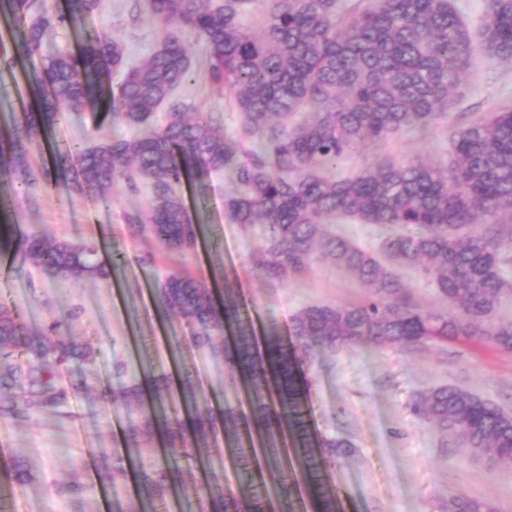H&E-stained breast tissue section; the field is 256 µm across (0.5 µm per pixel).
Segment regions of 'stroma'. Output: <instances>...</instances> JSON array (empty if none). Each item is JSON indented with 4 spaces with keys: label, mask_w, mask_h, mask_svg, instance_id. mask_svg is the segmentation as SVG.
<instances>
[{
    "label": "stroma",
    "mask_w": 512,
    "mask_h": 512,
    "mask_svg": "<svg viewBox=\"0 0 512 512\" xmlns=\"http://www.w3.org/2000/svg\"><path fill=\"white\" fill-rule=\"evenodd\" d=\"M85 28L117 35L133 64L145 61L162 37L143 0H100L81 28L57 29L44 53L76 52ZM190 58L194 78L178 89V98L188 107L214 113L225 135L237 136L240 115L212 88L205 45L192 43ZM39 65L33 59L0 69V134L9 133L25 113L35 110L26 77ZM503 107L512 108V60L491 63L475 51L447 109L427 129L351 152L327 175L344 177L392 159L448 163L451 132ZM111 131L99 103L66 115L51 138L29 144V155L34 164L48 166L53 144L95 145ZM230 188L220 173L184 187L186 204L206 236L197 250L177 253L165 250L149 233L131 234L125 223L128 212L148 209L149 185L133 192L117 182L108 191V205L96 207L62 181L21 192L12 180L0 177V196L9 202L6 219L0 221V300L22 311L37 333L76 311L68 334L93 350L92 360L71 361L61 379L70 389L76 379L92 376V392L70 389L52 417L33 411L20 419L0 420V456L20 462L30 473L22 490L6 495L9 512H111L113 495L134 498L133 484L116 490L97 476L101 456L126 455L128 443L125 413L105 405L101 390L141 383L147 370L177 376L185 360L196 368L201 401L220 407L242 398L241 386L234 383L236 373L224 360L223 343L196 347L183 318L158 312V289L169 273L192 275L235 296L259 335L273 326L288 336L292 316L306 306L350 305L367 298V288L352 273L318 256L303 273L268 281L257 265L264 244L261 225L241 229L224 218ZM325 230L374 253L391 233L384 226L340 218L330 220ZM30 231L74 243L97 241L104 249L120 251L124 260L105 278H51L16 258L21 234ZM119 364L124 367L120 373L115 370ZM308 378L315 434L350 444L345 457L326 467L344 512H448L455 497L512 512V466L474 457L413 410L427 391L458 386L512 412V351L466 337L402 348L355 343L317 351L308 364ZM75 481L85 487L82 496L68 491Z\"/></svg>",
    "instance_id": "obj_1"
}]
</instances>
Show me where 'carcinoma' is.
<instances>
[{
    "label": "carcinoma",
    "instance_id": "cac0c4a2",
    "mask_svg": "<svg viewBox=\"0 0 512 512\" xmlns=\"http://www.w3.org/2000/svg\"><path fill=\"white\" fill-rule=\"evenodd\" d=\"M163 29L154 53L128 61L124 42L97 31L82 34L78 50L44 58L29 80L37 111L27 112L7 137H0V175L34 187L69 180L87 201L108 200L107 187L123 180L131 190L150 185L145 213L127 214L136 233L148 230L167 248L197 247L200 226L191 222L181 194L184 182L222 172L234 186L224 196V214L240 227L261 224L266 247L259 260L265 277L282 281L303 271L314 254L355 275L370 297L356 305H311L291 318L296 346L288 349L275 331L256 335L234 297L219 300L204 282L170 274L159 288V305L196 330L199 346L213 344L212 331L227 333L224 356L248 385L245 405L216 410L193 401L184 415L174 407L172 384L151 374L148 392L122 391L128 432L163 447L136 474L144 504L167 505L166 496L195 476L201 451L220 442L245 440L249 458L238 475H251L293 455L315 512H341L336 496L316 469V456H336L345 441L319 439L305 418L307 362L318 347L352 343L407 346L452 336L475 338L512 350V320L498 315L511 293L505 269L512 257V111L494 112L455 129L452 161H388L352 176L329 179L319 171L345 154L411 129L425 128L448 106V97L472 65L474 39L487 61L512 60V0H490L478 37L459 18L452 0H269L257 32L241 22L247 0H146ZM99 0H66L57 12L36 11L35 0H0V11L25 25L13 54L0 67L40 54L48 32L93 13ZM205 43L209 79L233 94L243 137L224 135L208 112L188 113L173 99L187 80L186 37ZM121 74L114 84L112 78ZM104 99L112 124L122 132L94 146H67L52 167L35 168L27 143L51 133L67 112H81ZM168 105L165 124L150 127L153 112ZM308 110L294 125L288 117ZM359 224L413 227L417 235L387 237L377 257L323 230L329 218ZM22 263L53 278L107 276L109 263L98 246L55 240L45 233L21 236ZM399 267L421 270L440 297L456 307L448 316L410 302ZM53 322L35 335L26 321L0 302V418L30 409L50 411L67 398L57 377L87 348L61 335L71 321ZM28 356L26 364L19 360ZM442 433L486 455L512 464V413L463 387L432 390L414 405ZM104 481L128 479L123 459L99 469ZM23 486L28 472L0 462V479ZM284 488L253 500L205 490L198 512H288ZM448 512H493L490 504L453 498Z\"/></svg>",
    "mask_w": 512,
    "mask_h": 512
}]
</instances>
